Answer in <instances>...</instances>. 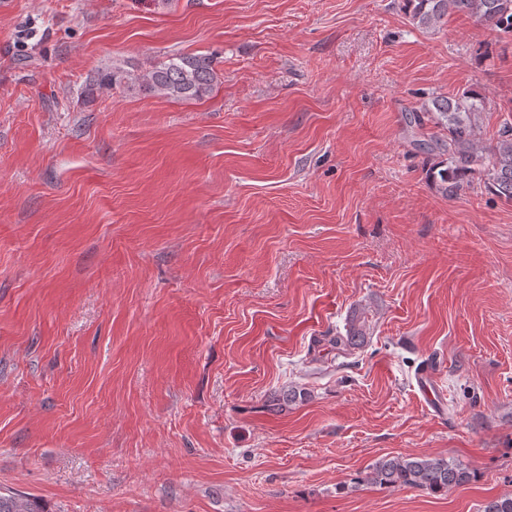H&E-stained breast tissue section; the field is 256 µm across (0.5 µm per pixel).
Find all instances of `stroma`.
<instances>
[{"label": "stroma", "instance_id": "35a3bbf8", "mask_svg": "<svg viewBox=\"0 0 512 512\" xmlns=\"http://www.w3.org/2000/svg\"><path fill=\"white\" fill-rule=\"evenodd\" d=\"M192 53L216 58L200 100L90 82ZM467 88L494 141L512 35L421 29L404 0H0V491L49 512L512 494V201L444 196L441 131L410 121ZM356 307L345 354L327 339ZM398 455L476 479L353 487ZM368 317L364 310L355 311L353 317L346 323V334L344 336H333L328 341L331 345H336V348H341L346 351L355 346L361 345L368 335L367 325Z\"/></svg>", "mask_w": 512, "mask_h": 512}]
</instances>
